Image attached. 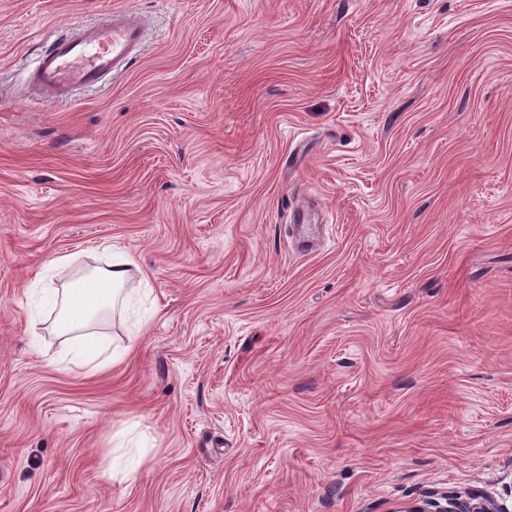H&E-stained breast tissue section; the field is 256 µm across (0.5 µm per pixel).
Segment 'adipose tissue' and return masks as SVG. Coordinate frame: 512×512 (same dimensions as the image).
<instances>
[{"instance_id":"ef3b65f1","label":"adipose tissue","mask_w":512,"mask_h":512,"mask_svg":"<svg viewBox=\"0 0 512 512\" xmlns=\"http://www.w3.org/2000/svg\"><path fill=\"white\" fill-rule=\"evenodd\" d=\"M131 265L129 257L116 256L104 267L52 289L49 330L58 336L73 337L71 352L76 366L98 371L112 364V356L95 342L94 330L117 307L125 305L123 291Z\"/></svg>"}]
</instances>
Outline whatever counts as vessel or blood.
Listing matches in <instances>:
<instances>
[{
	"instance_id": "b4317fda",
	"label": "vessel or blood",
	"mask_w": 512,
	"mask_h": 512,
	"mask_svg": "<svg viewBox=\"0 0 512 512\" xmlns=\"http://www.w3.org/2000/svg\"><path fill=\"white\" fill-rule=\"evenodd\" d=\"M144 24L127 11L54 39L29 76L39 97L62 103L78 87L93 88L122 72L143 47Z\"/></svg>"
}]
</instances>
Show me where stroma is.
<instances>
[{
    "label": "stroma",
    "mask_w": 512,
    "mask_h": 512,
    "mask_svg": "<svg viewBox=\"0 0 512 512\" xmlns=\"http://www.w3.org/2000/svg\"><path fill=\"white\" fill-rule=\"evenodd\" d=\"M117 10L138 61L37 97ZM116 253L148 325L67 369L33 290ZM468 488L512 493V0H0V512ZM143 21L128 11L54 39L29 76L39 97L66 102L77 87L93 88L124 68L142 51Z\"/></svg>",
    "instance_id": "stroma-1"
}]
</instances>
